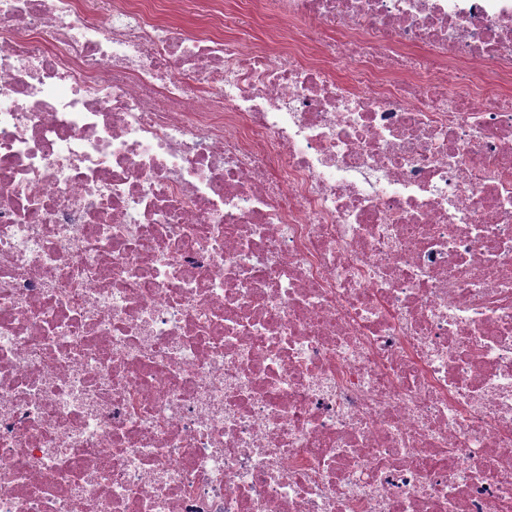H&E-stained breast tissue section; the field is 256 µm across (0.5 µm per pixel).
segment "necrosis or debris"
I'll return each mask as SVG.
<instances>
[{
  "instance_id": "obj_1",
  "label": "necrosis or debris",
  "mask_w": 512,
  "mask_h": 512,
  "mask_svg": "<svg viewBox=\"0 0 512 512\" xmlns=\"http://www.w3.org/2000/svg\"><path fill=\"white\" fill-rule=\"evenodd\" d=\"M158 4L0 0V512H512V0ZM166 1H178L176 3L167 4L166 15L175 21L177 24L182 26L184 29L197 32L203 23L202 7L201 2L207 0H166ZM194 1V3L189 2ZM169 10V11H168Z\"/></svg>"
}]
</instances>
